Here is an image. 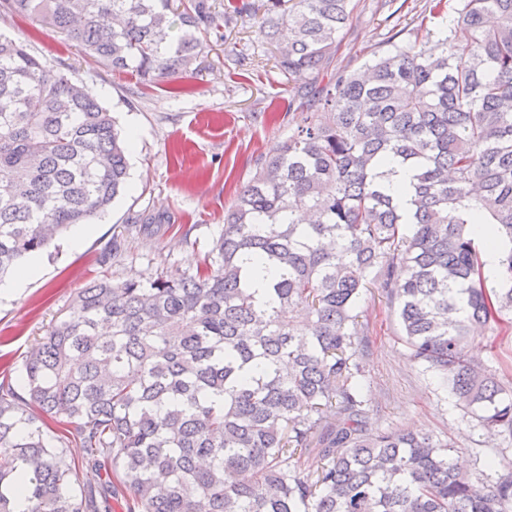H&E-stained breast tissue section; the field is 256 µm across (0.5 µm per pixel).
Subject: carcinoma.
Listing matches in <instances>:
<instances>
[{"label":"carcinoma","mask_w":512,"mask_h":512,"mask_svg":"<svg viewBox=\"0 0 512 512\" xmlns=\"http://www.w3.org/2000/svg\"><path fill=\"white\" fill-rule=\"evenodd\" d=\"M358 0H266L258 21L306 107L224 212L193 274L95 278L0 382V512H100L85 465H112L128 512H512V475L461 470L430 435L372 429L357 360L362 290L396 306L411 359L478 424L512 435V379L471 328L512 329V0H428L412 42L366 71L331 64ZM249 0H0L141 83L190 71ZM448 15L437 53L422 47ZM129 138L83 83L0 34V275L90 224L128 183ZM412 172L409 207L381 167ZM492 225L481 238L475 215ZM59 427L58 444L44 417ZM317 466L305 465L310 454Z\"/></svg>","instance_id":"obj_1"}]
</instances>
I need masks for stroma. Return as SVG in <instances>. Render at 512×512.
Returning <instances> with one entry per match:
<instances>
[{
  "label": "stroma",
  "mask_w": 512,
  "mask_h": 512,
  "mask_svg": "<svg viewBox=\"0 0 512 512\" xmlns=\"http://www.w3.org/2000/svg\"><path fill=\"white\" fill-rule=\"evenodd\" d=\"M426 0H360L333 66L361 69L390 36L408 41L412 19ZM0 32L29 43L32 53L86 84L114 112L121 133L137 135L130 151V186L94 220L81 247L62 236L40 256L41 274L15 297L0 302V379L23 391L27 353L93 277L149 279L163 271L192 273L224 224V211L261 158L296 129L301 110L292 85L274 66L256 20L230 24L205 44L196 70L178 83L143 86L114 72L54 33L23 17L0 18ZM120 244L119 262L108 261ZM363 330L357 359L364 377L366 413L373 426L425 433L451 443L473 475L489 480L512 470V437L487 432L458 405L439 377L415 364L400 339V326L379 283L358 303ZM470 354L484 367L512 365V334L479 330ZM497 469L485 468L488 459Z\"/></svg>",
  "instance_id": "stroma-1"
}]
</instances>
